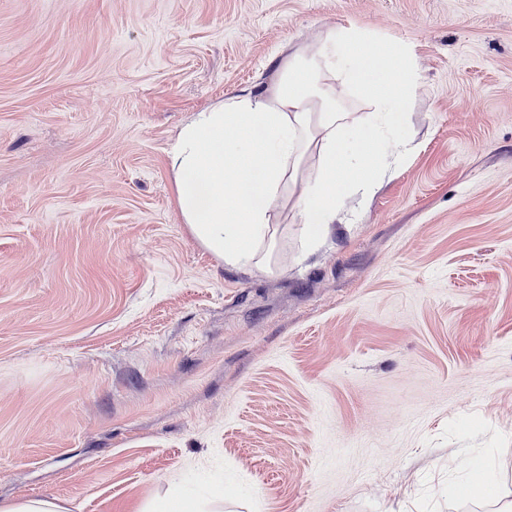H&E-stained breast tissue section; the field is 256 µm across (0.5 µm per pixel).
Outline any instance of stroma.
Wrapping results in <instances>:
<instances>
[{
    "mask_svg": "<svg viewBox=\"0 0 512 512\" xmlns=\"http://www.w3.org/2000/svg\"><path fill=\"white\" fill-rule=\"evenodd\" d=\"M353 26L417 150L282 273L175 205L192 112ZM512 496V0H0V504L487 512Z\"/></svg>",
    "mask_w": 512,
    "mask_h": 512,
    "instance_id": "35a3bbf8",
    "label": "stroma"
}]
</instances>
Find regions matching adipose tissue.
I'll return each instance as SVG.
<instances>
[{
    "label": "adipose tissue",
    "instance_id": "ef3b65f1",
    "mask_svg": "<svg viewBox=\"0 0 512 512\" xmlns=\"http://www.w3.org/2000/svg\"><path fill=\"white\" fill-rule=\"evenodd\" d=\"M417 83L406 45L354 27L331 28L312 48L288 46L271 81L225 96L178 130L169 167L182 223L244 274L281 271L289 222L312 255L345 200L369 195L413 152L396 131Z\"/></svg>",
    "mask_w": 512,
    "mask_h": 512
}]
</instances>
